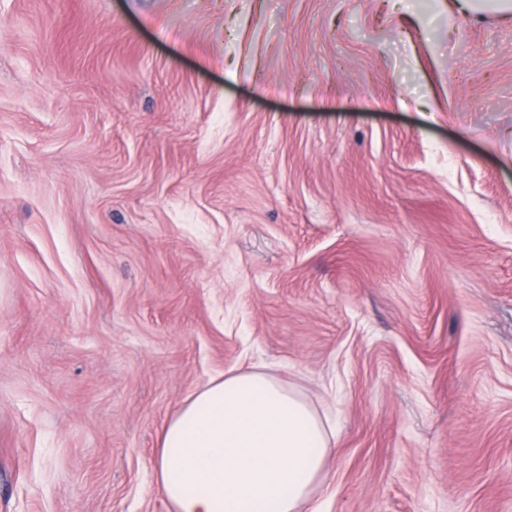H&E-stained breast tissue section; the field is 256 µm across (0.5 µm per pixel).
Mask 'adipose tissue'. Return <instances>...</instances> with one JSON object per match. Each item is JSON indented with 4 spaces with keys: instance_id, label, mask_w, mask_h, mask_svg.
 I'll list each match as a JSON object with an SVG mask.
<instances>
[{
    "instance_id": "1",
    "label": "adipose tissue",
    "mask_w": 512,
    "mask_h": 512,
    "mask_svg": "<svg viewBox=\"0 0 512 512\" xmlns=\"http://www.w3.org/2000/svg\"><path fill=\"white\" fill-rule=\"evenodd\" d=\"M330 451L296 391L260 371L234 373L164 426L156 479L174 512H303Z\"/></svg>"
}]
</instances>
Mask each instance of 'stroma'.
Listing matches in <instances>:
<instances>
[{
	"mask_svg": "<svg viewBox=\"0 0 512 512\" xmlns=\"http://www.w3.org/2000/svg\"><path fill=\"white\" fill-rule=\"evenodd\" d=\"M0 0V512H172L260 370L321 512H512V12Z\"/></svg>",
	"mask_w": 512,
	"mask_h": 512,
	"instance_id": "stroma-1",
	"label": "stroma"
}]
</instances>
